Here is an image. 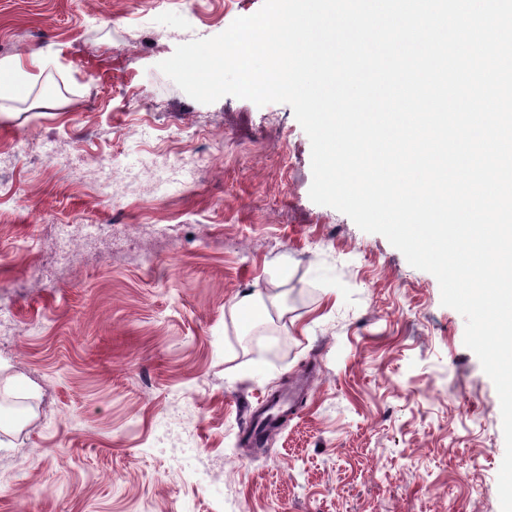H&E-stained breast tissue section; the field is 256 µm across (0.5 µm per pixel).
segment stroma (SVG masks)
Wrapping results in <instances>:
<instances>
[{
    "mask_svg": "<svg viewBox=\"0 0 512 512\" xmlns=\"http://www.w3.org/2000/svg\"><path fill=\"white\" fill-rule=\"evenodd\" d=\"M262 4L0 0V60H50L0 102V385L33 401L0 425V512H501L500 400L435 276L311 201L290 105L158 68ZM205 149L189 193L151 164ZM102 154L141 177L127 238L42 272L58 225L111 223ZM268 296L261 288H256L237 299L234 308L247 317L249 323L255 326L268 316Z\"/></svg>",
    "mask_w": 512,
    "mask_h": 512,
    "instance_id": "stroma-1",
    "label": "stroma"
}]
</instances>
